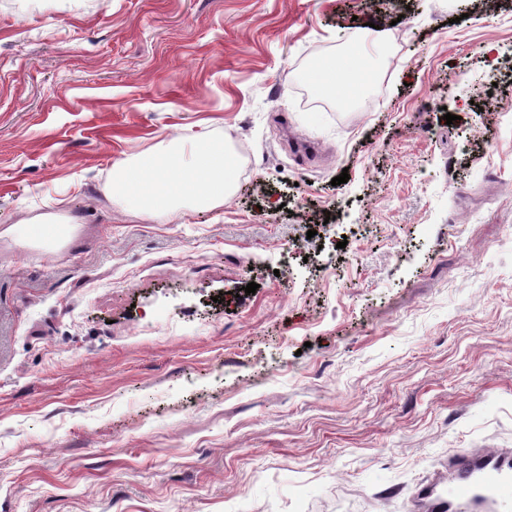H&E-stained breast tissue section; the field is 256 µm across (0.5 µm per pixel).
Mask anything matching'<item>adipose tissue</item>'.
Here are the masks:
<instances>
[{"mask_svg": "<svg viewBox=\"0 0 512 512\" xmlns=\"http://www.w3.org/2000/svg\"><path fill=\"white\" fill-rule=\"evenodd\" d=\"M365 64L352 54L315 63L308 71L314 87L331 96L358 98L365 84ZM235 164L222 143L204 142L192 164L179 160V141L141 156L136 162H116L112 167V194L138 215L178 216L183 210L216 207L233 192Z\"/></svg>", "mask_w": 512, "mask_h": 512, "instance_id": "1", "label": "adipose tissue"}]
</instances>
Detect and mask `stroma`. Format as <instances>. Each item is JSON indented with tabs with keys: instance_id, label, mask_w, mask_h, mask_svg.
Listing matches in <instances>:
<instances>
[{
	"instance_id": "1",
	"label": "stroma",
	"mask_w": 512,
	"mask_h": 512,
	"mask_svg": "<svg viewBox=\"0 0 512 512\" xmlns=\"http://www.w3.org/2000/svg\"><path fill=\"white\" fill-rule=\"evenodd\" d=\"M511 68L512 0H0V230L79 220L0 237V512H420L512 448ZM174 137L234 192L128 212ZM365 70L362 58L358 54H352L333 61L315 63L308 70V78L317 90L327 95L356 99L365 88L360 77ZM347 74L351 75V82L347 81ZM234 185V160L223 143L213 140L201 145L190 165L180 162L179 139L172 138L135 163L119 161L112 167V195L147 218L222 205ZM23 229L34 239L36 245L44 250L58 247L64 236L62 224H46L41 227L27 225Z\"/></svg>"
}]
</instances>
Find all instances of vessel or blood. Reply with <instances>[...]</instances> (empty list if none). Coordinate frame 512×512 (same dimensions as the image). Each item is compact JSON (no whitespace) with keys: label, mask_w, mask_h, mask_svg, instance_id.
I'll use <instances>...</instances> for the list:
<instances>
[{"label":"vessel or blood","mask_w":512,"mask_h":512,"mask_svg":"<svg viewBox=\"0 0 512 512\" xmlns=\"http://www.w3.org/2000/svg\"><path fill=\"white\" fill-rule=\"evenodd\" d=\"M27 232L45 250L64 236L59 224ZM413 498L425 512H512V448L463 450L447 475L416 488Z\"/></svg>","instance_id":"1"}]
</instances>
